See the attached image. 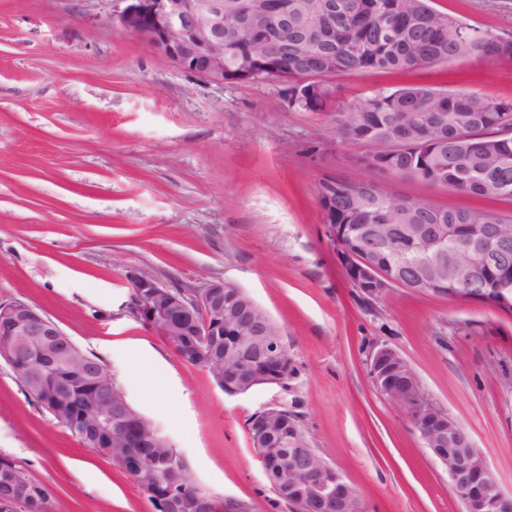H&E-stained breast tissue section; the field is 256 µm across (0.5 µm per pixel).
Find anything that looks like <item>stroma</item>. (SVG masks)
<instances>
[{
  "mask_svg": "<svg viewBox=\"0 0 512 512\" xmlns=\"http://www.w3.org/2000/svg\"><path fill=\"white\" fill-rule=\"evenodd\" d=\"M512 34V0H433ZM112 0H0V301L43 308L99 356L191 478L245 512H289L248 432L278 405L353 485L366 512H462L408 412L373 386V349L400 353L512 493V315L408 288L367 304L320 207L324 182L377 179L399 195L512 214L412 179L374 176L371 147L336 116L289 105L283 85L185 72L111 20ZM422 83L512 104V62L467 59L337 79L343 107ZM199 292L221 279L279 327L295 374L228 395L127 316L129 276ZM0 456L51 494V512H155L132 477L83 446L0 361Z\"/></svg>",
  "mask_w": 512,
  "mask_h": 512,
  "instance_id": "1",
  "label": "stroma"
}]
</instances>
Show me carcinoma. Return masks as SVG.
Here are the masks:
<instances>
[{
    "label": "carcinoma",
    "instance_id": "carcinoma-1",
    "mask_svg": "<svg viewBox=\"0 0 512 512\" xmlns=\"http://www.w3.org/2000/svg\"><path fill=\"white\" fill-rule=\"evenodd\" d=\"M279 22L288 25V41L249 38L242 22L267 0H224V72L238 74L244 58L255 68L288 85V100L312 112L336 113V133L349 143L375 149L367 167L380 175L417 179L430 187H447L479 197L512 198V105L476 91H442L411 83L377 92L344 109L337 101L335 79L364 71L402 73L436 63L475 57L512 60V36L496 34L438 11L431 0H280ZM321 205L332 224H346L353 237H365L368 224L382 225L380 260L398 271L391 252L399 234L395 224H457L459 234L482 232L485 224L503 225L512 236V215L483 209H454L383 190L377 181L344 180L323 184ZM177 337L174 351L193 365L212 368L224 346L210 336ZM102 360L77 351L65 341L51 342L16 373L26 392L87 448L118 464L162 512L168 501L178 512H204L224 497L193 481L187 463L162 442L144 448L113 446L107 419L121 388ZM25 489L19 512H49L48 490L32 481L11 459L0 457V500Z\"/></svg>",
    "mask_w": 512,
    "mask_h": 512
}]
</instances>
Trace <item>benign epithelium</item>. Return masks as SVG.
<instances>
[{
    "instance_id": "obj_1",
    "label": "benign epithelium",
    "mask_w": 512,
    "mask_h": 512,
    "mask_svg": "<svg viewBox=\"0 0 512 512\" xmlns=\"http://www.w3.org/2000/svg\"><path fill=\"white\" fill-rule=\"evenodd\" d=\"M273 18L274 10L268 5L252 14L247 26L262 31ZM111 20L183 70L224 84V0H113ZM323 222L328 224L330 241L349 283L366 301H379L398 286L440 292L426 268L445 260L447 242L451 241L462 257L448 262V280L463 285L452 292V299L480 301L501 309L512 302L505 298L509 291L505 284L481 293L464 287L479 274L504 264L503 257L509 254L507 239L474 247L450 228L447 236L435 238L433 250L420 261L401 264L404 276L398 278L383 269L374 244L354 240L343 224H330L326 217ZM125 309L172 344L187 317L198 325L197 335L224 338V371L213 379L228 394L282 386L293 376L295 364L278 327L243 291L224 281H211L199 295L190 297L138 273L131 277ZM63 335L55 320L24 299L0 304V336L16 337L0 343V360L21 361L46 337ZM369 374L378 391L407 410L427 448L447 470L463 512H512V495L502 492L464 429L423 397L415 373L397 351L383 346L372 352ZM274 420L282 444L274 457L280 496L301 502L306 512H365L357 490L318 456L291 411L271 406L256 412L249 423L252 447H268ZM154 433V427L128 404L112 410V436L130 447Z\"/></svg>"
}]
</instances>
